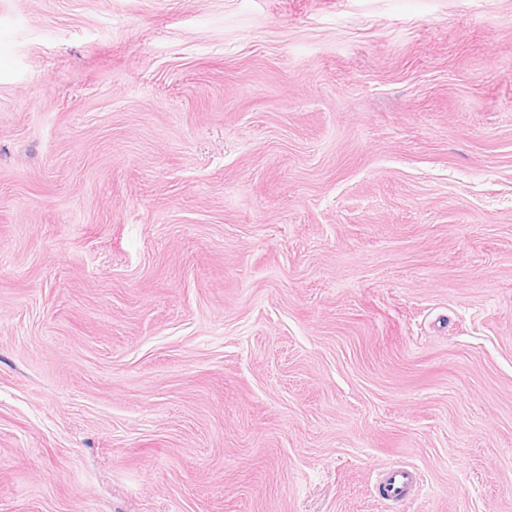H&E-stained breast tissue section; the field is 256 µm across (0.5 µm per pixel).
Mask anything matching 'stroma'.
Listing matches in <instances>:
<instances>
[{"mask_svg": "<svg viewBox=\"0 0 512 512\" xmlns=\"http://www.w3.org/2000/svg\"><path fill=\"white\" fill-rule=\"evenodd\" d=\"M0 512H512V0H0ZM417 474L405 468L392 469L382 475L379 487L389 500L402 501L416 484Z\"/></svg>", "mask_w": 512, "mask_h": 512, "instance_id": "stroma-1", "label": "stroma"}]
</instances>
